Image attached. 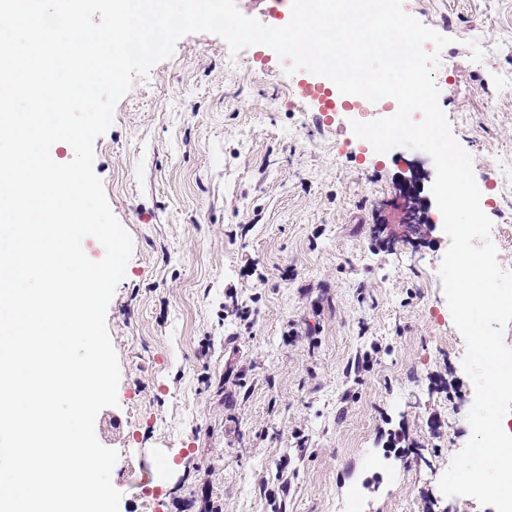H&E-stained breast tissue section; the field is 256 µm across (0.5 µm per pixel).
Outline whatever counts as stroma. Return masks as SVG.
<instances>
[{"mask_svg":"<svg viewBox=\"0 0 512 512\" xmlns=\"http://www.w3.org/2000/svg\"><path fill=\"white\" fill-rule=\"evenodd\" d=\"M402 8L450 39L439 106L512 266V178L495 177L512 161V0ZM312 79L270 48L233 57L189 34L94 143L133 242L106 316L118 404L95 421L119 454V512H496L438 486L474 386L438 273L434 163L363 146L354 111L317 125ZM410 190L407 236L392 203Z\"/></svg>","mask_w":512,"mask_h":512,"instance_id":"stroma-1","label":"stroma"}]
</instances>
